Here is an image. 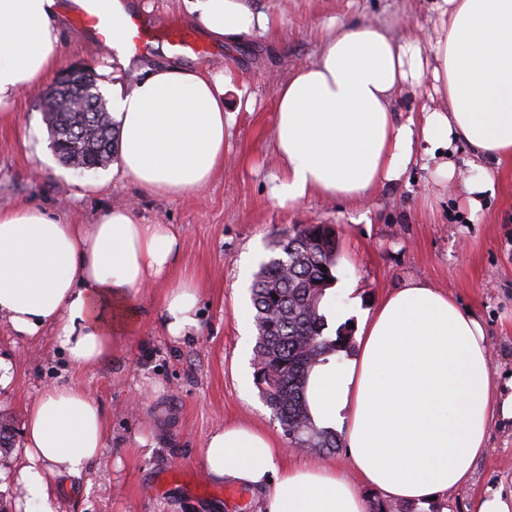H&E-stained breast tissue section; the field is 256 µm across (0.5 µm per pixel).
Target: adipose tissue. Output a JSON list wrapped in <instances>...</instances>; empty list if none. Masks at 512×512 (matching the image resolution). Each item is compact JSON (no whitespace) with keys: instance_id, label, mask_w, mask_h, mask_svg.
Returning a JSON list of instances; mask_svg holds the SVG:
<instances>
[{"instance_id":"adipose-tissue-1","label":"adipose tissue","mask_w":512,"mask_h":512,"mask_svg":"<svg viewBox=\"0 0 512 512\" xmlns=\"http://www.w3.org/2000/svg\"><path fill=\"white\" fill-rule=\"evenodd\" d=\"M108 88L118 132L113 173L154 196L204 190L224 166L223 74L180 64L143 68L119 30L136 0H106ZM217 42L237 43L268 19L256 0H183ZM447 29L423 56L383 23L329 27L313 61L273 89L272 148L280 205L311 197L359 202L399 182L419 156L438 182L460 180L470 213L496 192L491 166L512 165V0H437ZM57 0H0V112L46 84L61 62ZM132 81H124V74ZM429 81L447 108L398 120L399 100ZM474 161L457 178L453 146ZM185 231L145 224L117 204L91 224L20 205L0 209V321L16 336L52 332L72 371L25 407L9 469L16 512H58L63 478L88 471L109 445L100 405L78 379L137 328L134 292L167 280ZM197 280L167 288L159 321L175 342L202 328ZM306 400L317 428L342 434L350 470L284 463V448L249 424L215 427L205 441L209 479L263 494L260 512H368L364 488L411 505L468 486L493 418L512 421V389L497 386L484 329L448 294L411 281L365 315L354 357L316 365Z\"/></svg>"}]
</instances>
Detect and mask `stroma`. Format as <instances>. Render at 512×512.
I'll use <instances>...</instances> for the list:
<instances>
[{
    "label": "stroma",
    "mask_w": 512,
    "mask_h": 512,
    "mask_svg": "<svg viewBox=\"0 0 512 512\" xmlns=\"http://www.w3.org/2000/svg\"><path fill=\"white\" fill-rule=\"evenodd\" d=\"M266 29L236 44L211 43L206 59L165 43L144 53L145 63L175 61L224 73L233 89L226 109L235 123L225 131L224 170L199 194L162 198L137 193L111 166L73 170L51 148L39 89L22 92L14 117L0 124V209L22 204L63 209L71 223L89 224L109 206L129 204L148 224L185 229L183 251L169 280L195 278L203 288V328L194 339L171 342L152 311L161 290L139 291L138 331L112 359L80 374L100 404L111 432L108 450L81 477L62 482L61 512H258L248 490L212 483L201 460L206 438L221 423L250 422L275 438L284 433L254 383V321L250 288L277 235L303 224H331L338 251L335 274L355 300L347 321L360 322L394 289L422 280L450 294L482 323L498 383L512 374V168L494 197L471 215L457 184H436L424 163L400 182L361 202L312 197L292 207L271 196L277 170L271 160L274 105L271 88L298 64L313 60L329 21H381L399 40L419 36L428 45L440 27L434 0H259ZM64 68L98 70L110 52L60 17ZM251 97L240 104L238 91ZM102 185L88 192L86 181ZM0 356L17 359L12 385L0 388V422L11 444L23 439L24 408L44 386L66 381V361L51 336L31 341L0 323ZM158 429L154 447L134 437ZM512 487V425L492 424L486 453L468 487L416 512H472L487 488Z\"/></svg>",
    "instance_id": "stroma-1"
}]
</instances>
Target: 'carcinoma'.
Wrapping results in <instances>:
<instances>
[{
    "label": "carcinoma",
    "mask_w": 512,
    "mask_h": 512,
    "mask_svg": "<svg viewBox=\"0 0 512 512\" xmlns=\"http://www.w3.org/2000/svg\"><path fill=\"white\" fill-rule=\"evenodd\" d=\"M96 111H86L87 102ZM55 154L82 169L111 161L118 135L96 81L73 102L63 90L45 104ZM279 255L263 261L251 285L257 340L253 348L254 381L287 439L317 453L341 446L335 434L313 424L305 400V383L325 356L350 348V337L324 335L327 321L319 312L322 296L336 281V229L305 224L274 242Z\"/></svg>",
    "instance_id": "cac0c4a2"
}]
</instances>
